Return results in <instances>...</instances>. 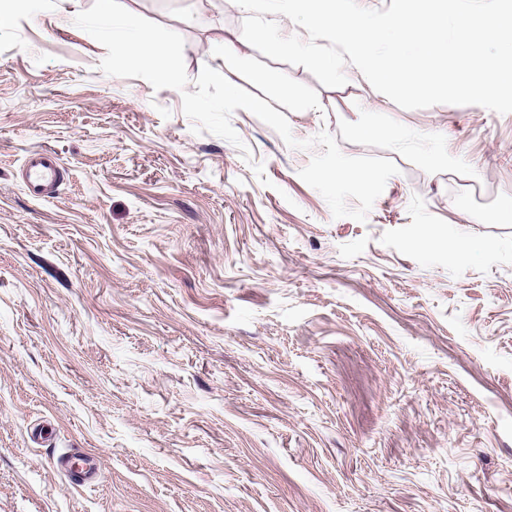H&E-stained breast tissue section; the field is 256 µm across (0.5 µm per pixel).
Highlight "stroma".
<instances>
[{"mask_svg":"<svg viewBox=\"0 0 512 512\" xmlns=\"http://www.w3.org/2000/svg\"><path fill=\"white\" fill-rule=\"evenodd\" d=\"M120 2L183 37L187 91L223 67L296 139L399 172L333 218L312 151L251 112L242 147L194 133L183 92L0 6V512H512V113L325 87L254 49L235 0ZM42 149L50 200L18 176ZM73 451L99 484L53 466ZM63 173L64 168L55 155L35 150L26 156L22 179L32 197L49 200L56 197ZM79 460L81 463H76ZM53 465L62 471L70 484L82 487L99 481V469L95 458L83 452L53 458Z\"/></svg>","mask_w":512,"mask_h":512,"instance_id":"35a3bbf8","label":"stroma"}]
</instances>
